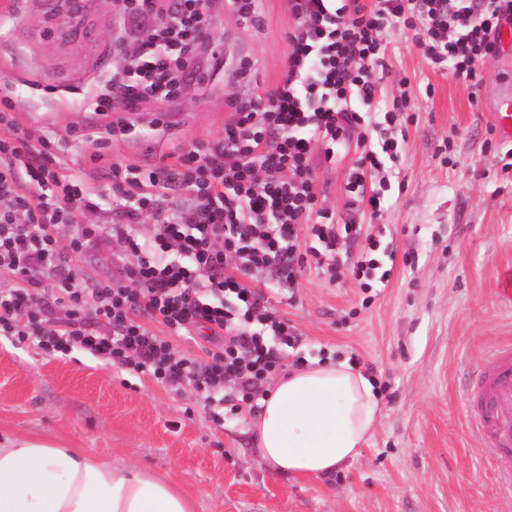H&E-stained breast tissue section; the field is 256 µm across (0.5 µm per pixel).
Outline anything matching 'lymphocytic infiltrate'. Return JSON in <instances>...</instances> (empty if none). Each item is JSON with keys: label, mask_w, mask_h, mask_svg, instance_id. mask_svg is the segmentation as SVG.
Returning a JSON list of instances; mask_svg holds the SVG:
<instances>
[{"label": "lymphocytic infiltrate", "mask_w": 512, "mask_h": 512, "mask_svg": "<svg viewBox=\"0 0 512 512\" xmlns=\"http://www.w3.org/2000/svg\"><path fill=\"white\" fill-rule=\"evenodd\" d=\"M289 8L295 25L279 84L266 96L234 101L236 119L223 137L191 144L163 178L143 180L136 167L113 163L112 199L124 209L110 224L71 232L75 211L93 206L89 188L50 140L21 126L12 98H0V276L16 281L0 289L1 337L53 357L79 349L173 390L193 385L208 401L229 382L239 401L264 397V382L299 336L255 281L271 271L278 290H288L310 257L330 278L341 274L343 246L361 227L310 223L317 199L310 156L317 143L347 141L363 127L359 108L386 73L383 30L391 22L419 27L429 59L451 64L476 90L483 82L476 63L497 52L500 19L512 16V0H374L369 8L360 0H289ZM223 56L206 0H177L132 59L136 80L113 74L92 107L105 115L132 111L145 97L174 98L188 70ZM396 149L394 138H382L350 176L347 194L367 196L372 212L383 198L365 195V174ZM172 185L187 200H170ZM147 216L158 231L143 240ZM305 223L315 244L303 252L297 240ZM95 238L126 244L137 262L89 288L70 258ZM56 307L66 308V319L52 320ZM100 323L109 333L97 331ZM156 323L167 336L153 331ZM205 329L221 343L203 364L168 340Z\"/></svg>", "instance_id": "obj_1"}]
</instances>
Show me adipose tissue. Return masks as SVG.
<instances>
[{"mask_svg":"<svg viewBox=\"0 0 512 512\" xmlns=\"http://www.w3.org/2000/svg\"><path fill=\"white\" fill-rule=\"evenodd\" d=\"M260 405L253 439L261 460L311 477L355 461L379 416L371 380L345 362L294 369ZM0 512H194V504L140 468L19 435L0 441Z\"/></svg>","mask_w":512,"mask_h":512,"instance_id":"ef3b65f1","label":"adipose tissue"}]
</instances>
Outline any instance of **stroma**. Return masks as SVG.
Returning a JSON list of instances; mask_svg holds the SVG:
<instances>
[{
    "instance_id": "obj_1",
    "label": "stroma",
    "mask_w": 512,
    "mask_h": 512,
    "mask_svg": "<svg viewBox=\"0 0 512 512\" xmlns=\"http://www.w3.org/2000/svg\"><path fill=\"white\" fill-rule=\"evenodd\" d=\"M122 11L121 0L0 4V85H10L18 121L41 129L94 191L97 207L76 212L78 224L111 219L113 162L159 173L182 147L222 137L235 119L231 97L278 84L294 25L288 0H262L253 19L229 0H208L225 54L247 63V75L218 79L199 67L177 97L103 116L89 108L91 94L156 24ZM414 38V30L386 27L388 71L366 107L362 138L334 145L330 160L316 145L310 159L333 223L381 234L393 254L389 283L367 294L351 272L332 282L307 265L293 295L273 298L301 336L302 364L356 358L374 384L382 416L352 465L318 478L274 473L252 446L246 403H206L192 387L174 391L80 350L57 358L3 338L0 438L46 436L149 470L192 498L195 512H512V485L470 431L467 397L473 371L512 337V304L498 296L512 269V169L503 168L507 148L491 118L512 37L481 61L476 91L434 68ZM403 98L410 109L398 119L399 150L384 162L390 188L375 216L367 202L351 203L345 187L359 157L378 144L377 114ZM113 122L121 132L96 148L93 138ZM136 261L104 239L72 258L91 287Z\"/></svg>"
}]
</instances>
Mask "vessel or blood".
<instances>
[{"mask_svg": "<svg viewBox=\"0 0 512 512\" xmlns=\"http://www.w3.org/2000/svg\"><path fill=\"white\" fill-rule=\"evenodd\" d=\"M492 112L493 126L501 141L512 144V75ZM470 422L498 471L512 480V340L502 342L476 370L471 380Z\"/></svg>", "mask_w": 512, "mask_h": 512, "instance_id": "1", "label": "vessel or blood"}]
</instances>
